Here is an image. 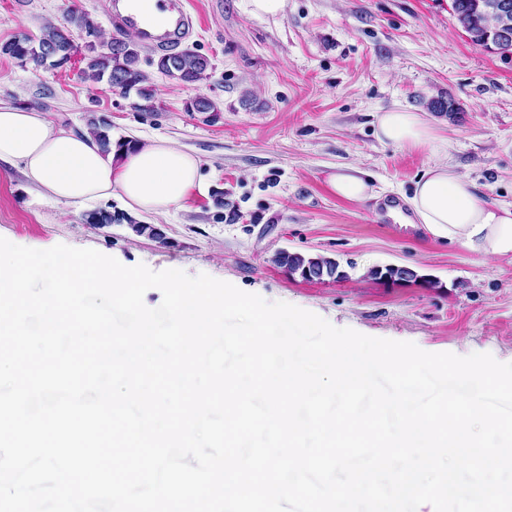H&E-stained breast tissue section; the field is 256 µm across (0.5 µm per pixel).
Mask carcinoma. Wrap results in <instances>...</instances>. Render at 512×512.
Segmentation results:
<instances>
[{
	"instance_id": "carcinoma-1",
	"label": "carcinoma",
	"mask_w": 512,
	"mask_h": 512,
	"mask_svg": "<svg viewBox=\"0 0 512 512\" xmlns=\"http://www.w3.org/2000/svg\"><path fill=\"white\" fill-rule=\"evenodd\" d=\"M500 2L502 0H450V7L473 44L493 53L509 56L512 55V42H501L497 33V10ZM74 29L90 38L87 48L92 55L87 58L86 67L81 71L82 79L92 83L105 80L110 86L124 91L134 88L144 101L140 105L141 110L155 111V96L149 86L150 76L139 67L140 49L137 40L115 39L105 42L102 31L90 14L78 8L67 13L63 24H45L38 37L20 46L14 40L0 45V53L16 58L22 52L30 59H43L48 66L54 68L57 61H68L77 52L78 46L72 39ZM98 45L105 48V51H96ZM209 68V59L191 50L163 55L157 62L160 73L183 84L203 81L207 78ZM110 129L111 124L104 116L93 119L88 125L89 132L98 138L105 152L109 151ZM271 263L291 274H298L307 281H322L326 278L337 280L345 277V272L339 270L336 260L321 255L311 256L280 250L273 254ZM369 275L374 279L392 282L418 278L417 273L408 267H375L369 271Z\"/></svg>"
}]
</instances>
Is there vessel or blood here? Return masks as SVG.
Listing matches in <instances>:
<instances>
[{
  "label": "vessel or blood",
  "mask_w": 512,
  "mask_h": 512,
  "mask_svg": "<svg viewBox=\"0 0 512 512\" xmlns=\"http://www.w3.org/2000/svg\"><path fill=\"white\" fill-rule=\"evenodd\" d=\"M158 19L145 18L133 0H107L106 15L120 31L135 33L145 47L164 51L185 44L191 37L196 20L187 0H158Z\"/></svg>",
  "instance_id": "vessel-or-blood-1"
}]
</instances>
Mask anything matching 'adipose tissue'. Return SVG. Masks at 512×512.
Segmentation results:
<instances>
[{
  "mask_svg": "<svg viewBox=\"0 0 512 512\" xmlns=\"http://www.w3.org/2000/svg\"><path fill=\"white\" fill-rule=\"evenodd\" d=\"M380 142L436 150L441 139L423 113L393 107L376 116ZM0 162L19 167L28 183L67 204L119 195L136 213H166L202 190L200 161L167 140L111 141L101 148L30 106L0 103ZM407 204L434 238L484 257L512 256V206L481 198L452 163L428 165Z\"/></svg>",
  "mask_w": 512,
  "mask_h": 512,
  "instance_id": "ef3b65f1",
  "label": "adipose tissue"
}]
</instances>
